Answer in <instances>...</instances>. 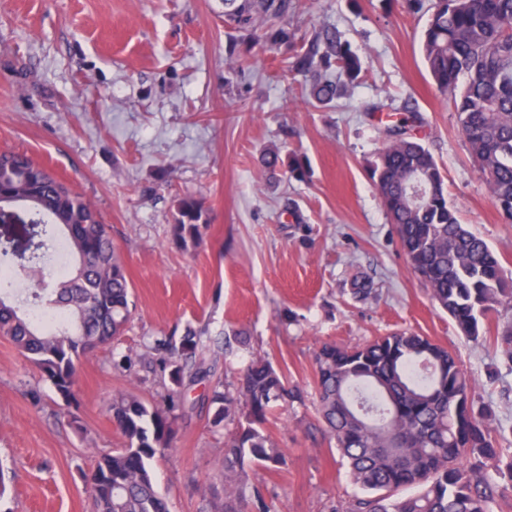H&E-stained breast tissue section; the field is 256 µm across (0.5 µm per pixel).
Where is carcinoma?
Here are the masks:
<instances>
[{
    "label": "carcinoma",
    "mask_w": 512,
    "mask_h": 512,
    "mask_svg": "<svg viewBox=\"0 0 512 512\" xmlns=\"http://www.w3.org/2000/svg\"><path fill=\"white\" fill-rule=\"evenodd\" d=\"M422 53L438 89L448 95L458 132L479 164L493 206L512 224V0H430ZM294 0H224V26L233 31L225 60L242 66L249 46L261 37L270 47L288 44ZM289 68L305 83L309 103L328 108L353 94L362 62L336 30L324 27L296 52ZM421 118L407 106L387 126L385 147L370 164V177L393 224L412 272L431 299L470 341L487 340L484 322L512 313V283L489 243L459 222L448 201L445 177L418 137ZM265 171L288 167L298 181L308 168L298 157L284 162L277 151L261 156ZM415 173L431 193L411 200L407 176ZM0 203L34 209L50 235L64 238L73 257L64 275L41 276L21 301L0 289V336L33 362L65 401L75 397L78 361L114 343L128 324L133 300L125 263L112 244L108 225L94 205L25 155L0 153ZM209 226L202 201L178 200L175 242L199 244ZM372 280L351 282V295L371 298ZM59 309L63 321L49 329L31 308ZM504 364L512 367V322L494 339ZM201 333L189 329L170 364L171 387L163 405L118 393L112 416L125 438L122 448L103 454L88 477L94 512H168L156 488L152 462L171 446L184 389L210 378L197 361ZM313 395L323 431L336 445L356 492L329 512H492L498 494L485 472L512 485V458L503 460L499 436L512 425L492 427L493 409L478 404L472 381L458 357L426 336L393 332L362 345L324 344L314 355ZM262 357L252 358L239 377L210 384L212 423L233 429L224 441V504L216 512H241L250 462H283L264 428L280 401L303 403ZM419 488L412 496L400 492Z\"/></svg>",
    "instance_id": "cac0c4a2"
}]
</instances>
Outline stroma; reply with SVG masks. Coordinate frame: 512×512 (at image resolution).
Returning <instances> with one entry per match:
<instances>
[{"instance_id": "stroma-1", "label": "stroma", "mask_w": 512, "mask_h": 512, "mask_svg": "<svg viewBox=\"0 0 512 512\" xmlns=\"http://www.w3.org/2000/svg\"><path fill=\"white\" fill-rule=\"evenodd\" d=\"M427 18L405 0H296V42L329 24L363 63L352 97L322 109L305 102L287 49L258 42L242 73L228 69L224 0H0V149L28 154L95 204L136 305L119 342L83 359L72 406L0 337V512H93L85 477L125 442L114 394L158 400L161 362L190 327L204 333L200 359L213 377L235 380L264 356L305 390L321 344L415 332L454 352L476 400L512 422L496 322L480 344L459 332L409 268L369 177L388 114L412 104L460 222L512 276V224L493 207L422 58ZM268 150L301 158L308 178L268 179L259 164ZM186 195L204 201L210 226L183 249L172 224ZM13 211L0 223V260L22 274L50 243L28 207ZM359 272L376 289L365 301L349 292ZM208 390L188 388L172 444L153 463L170 512H214L224 501L228 429L212 425ZM317 424L310 402L270 415L284 461L246 471L271 512H328L352 495Z\"/></svg>"}]
</instances>
